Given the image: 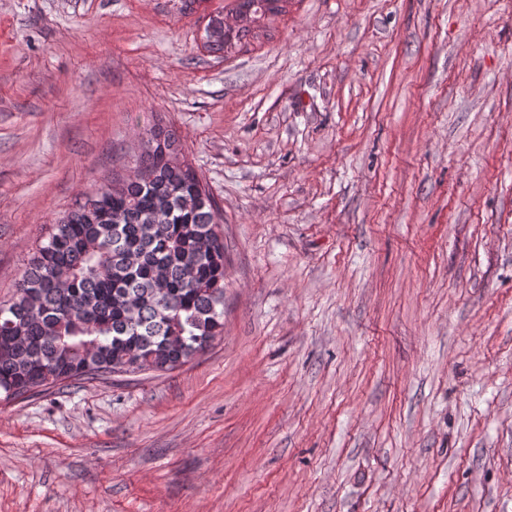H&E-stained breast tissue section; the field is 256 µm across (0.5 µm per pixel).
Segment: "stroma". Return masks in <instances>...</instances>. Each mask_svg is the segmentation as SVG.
Here are the masks:
<instances>
[{"instance_id":"stroma-1","label":"stroma","mask_w":512,"mask_h":512,"mask_svg":"<svg viewBox=\"0 0 512 512\" xmlns=\"http://www.w3.org/2000/svg\"><path fill=\"white\" fill-rule=\"evenodd\" d=\"M0 0V302L175 130L224 333L0 400V512H512V0ZM236 25H227L221 16L212 17L205 28V49L213 52L224 51L229 47L244 45L254 34V25L260 23L266 16H277L286 13L288 0H236ZM253 23V26L244 23ZM242 23V24H240ZM210 29L223 30V35L214 38Z\"/></svg>"}]
</instances>
